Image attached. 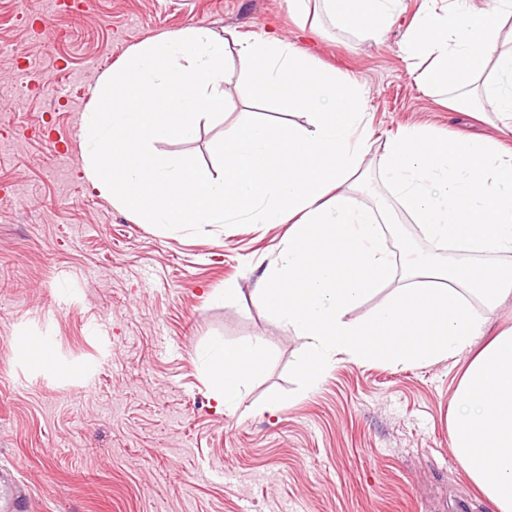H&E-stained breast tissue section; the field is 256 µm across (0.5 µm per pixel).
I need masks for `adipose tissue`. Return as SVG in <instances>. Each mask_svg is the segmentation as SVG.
Instances as JSON below:
<instances>
[{"label":"adipose tissue","instance_id":"obj_1","mask_svg":"<svg viewBox=\"0 0 512 512\" xmlns=\"http://www.w3.org/2000/svg\"><path fill=\"white\" fill-rule=\"evenodd\" d=\"M346 29L380 39L399 0H322ZM512 0L492 11L468 0H424L402 45L422 60L414 79L456 105L480 96L512 132V46L500 31ZM224 39L205 27L131 47L97 81L82 115L87 181L141 224H287L272 269L254 300L307 339L299 372L316 387L337 357L392 366L461 360L448 418L452 452L493 512H512V327L487 336L489 314L512 300V265L475 263L512 254V148L485 139H444L414 127L386 139L378 167L401 211L420 232L471 254L463 263L396 271L387 245L397 214L358 205L357 177L372 148L363 89L322 68L274 32L239 34L240 70L303 127H273L240 113L234 134L215 145L222 171L154 151L190 140L224 106ZM402 278L391 288L394 278ZM371 312L349 319L367 300ZM262 340L213 346L206 357L218 406L235 410L262 373Z\"/></svg>","mask_w":512,"mask_h":512}]
</instances>
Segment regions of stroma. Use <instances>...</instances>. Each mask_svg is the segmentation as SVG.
<instances>
[{"mask_svg":"<svg viewBox=\"0 0 512 512\" xmlns=\"http://www.w3.org/2000/svg\"><path fill=\"white\" fill-rule=\"evenodd\" d=\"M422 3L401 0L377 42L322 12L298 26L288 0H91L86 14L0 0V464L35 512H490L451 451L460 364L344 356L308 390L305 337L252 295L287 225L141 224L83 174L84 90L132 46L197 26L274 28L365 86L372 155L406 127L499 135L494 113L444 107L412 79L401 43ZM226 69L223 114L156 152L218 169L212 146L239 113L305 125L240 76L234 50ZM388 245L399 268L449 259L411 223ZM19 336L52 346L54 367L16 358ZM246 338L269 357L231 414L204 358Z\"/></svg>","mask_w":512,"mask_h":512,"instance_id":"1","label":"stroma"}]
</instances>
